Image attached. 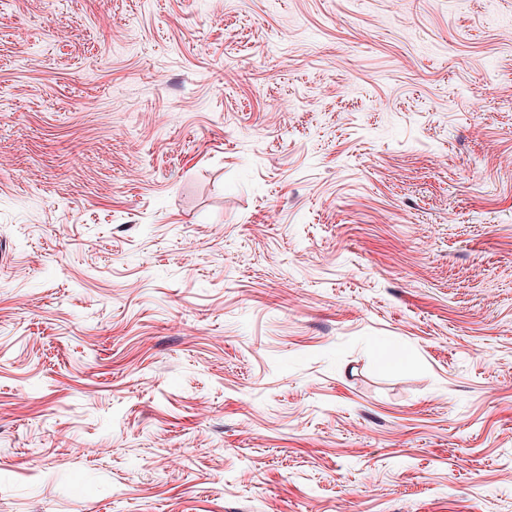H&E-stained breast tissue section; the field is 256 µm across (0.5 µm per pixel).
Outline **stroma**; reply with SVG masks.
Segmentation results:
<instances>
[{
  "instance_id": "stroma-1",
  "label": "stroma",
  "mask_w": 512,
  "mask_h": 512,
  "mask_svg": "<svg viewBox=\"0 0 512 512\" xmlns=\"http://www.w3.org/2000/svg\"><path fill=\"white\" fill-rule=\"evenodd\" d=\"M0 512H512V0H0Z\"/></svg>"
}]
</instances>
